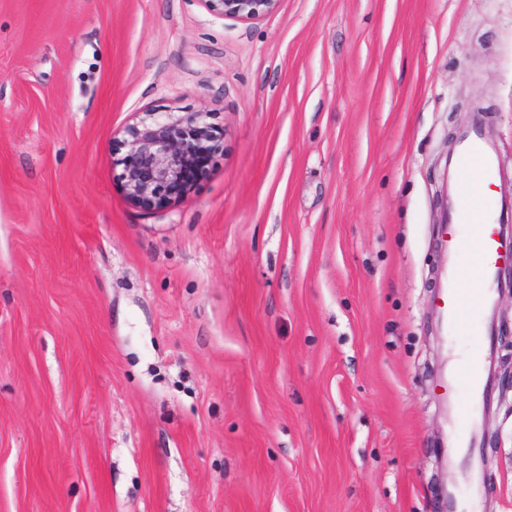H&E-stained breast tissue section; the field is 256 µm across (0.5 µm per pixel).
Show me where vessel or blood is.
<instances>
[{
  "mask_svg": "<svg viewBox=\"0 0 512 512\" xmlns=\"http://www.w3.org/2000/svg\"><path fill=\"white\" fill-rule=\"evenodd\" d=\"M461 154L452 172L453 196L449 212L454 217L448 226L446 248L448 269L442 308L452 332L482 335V315L493 302L492 286L496 282L499 263L508 252L496 225L487 223V215L495 213L498 203L483 197L481 189L495 175L493 149L477 132L462 141ZM469 250L474 254L472 268L459 265L457 256ZM454 378L466 381L469 389H486L483 355H475L459 365Z\"/></svg>",
  "mask_w": 512,
  "mask_h": 512,
  "instance_id": "b4317fda",
  "label": "vessel or blood"
}]
</instances>
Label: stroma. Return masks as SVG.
I'll return each mask as SVG.
<instances>
[{
	"label": "stroma",
	"instance_id": "35a3bbf8",
	"mask_svg": "<svg viewBox=\"0 0 512 512\" xmlns=\"http://www.w3.org/2000/svg\"><path fill=\"white\" fill-rule=\"evenodd\" d=\"M147 112L221 138L169 206L120 179ZM475 128L512 202V0H0V512H512L511 285L444 395ZM207 10L221 18L250 22L273 12L279 0H202ZM475 351L476 348H470L462 353V358L459 363L461 361H467L454 370L453 376L456 379L466 381L468 388L477 394L486 389L488 378L485 374L484 356L482 352H478L471 358Z\"/></svg>",
	"mask_w": 512,
	"mask_h": 512
}]
</instances>
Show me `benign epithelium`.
I'll return each instance as SVG.
<instances>
[{
    "mask_svg": "<svg viewBox=\"0 0 512 512\" xmlns=\"http://www.w3.org/2000/svg\"><path fill=\"white\" fill-rule=\"evenodd\" d=\"M221 18L250 22L273 12L279 0H201ZM206 112L161 113L124 129L129 150L121 179L128 200L135 204H172L169 190L182 184L199 158L219 150V138Z\"/></svg>",
    "mask_w": 512,
    "mask_h": 512,
    "instance_id": "1",
    "label": "benign epithelium"
}]
</instances>
